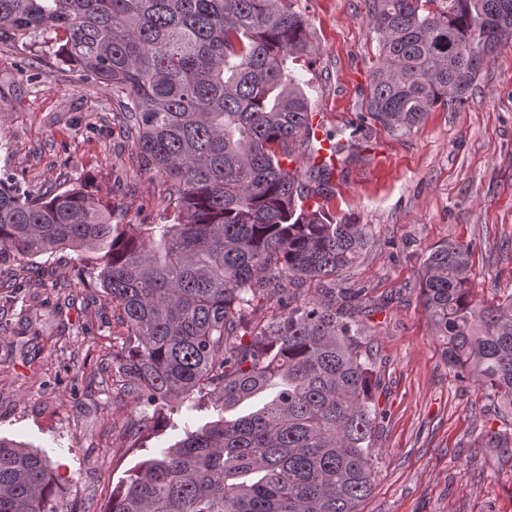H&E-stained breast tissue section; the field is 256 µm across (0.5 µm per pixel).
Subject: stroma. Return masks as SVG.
Returning <instances> with one entry per match:
<instances>
[{"mask_svg": "<svg viewBox=\"0 0 512 512\" xmlns=\"http://www.w3.org/2000/svg\"><path fill=\"white\" fill-rule=\"evenodd\" d=\"M315 32L312 63L295 65L325 128L358 121L378 56L365 0H301ZM21 49L0 44V174L32 194L84 182L130 224H158L167 187L136 162L111 92L73 65L46 57L22 67ZM325 206L374 227L375 241L343 284L365 290L369 365L379 414L376 476L362 512H512V460L487 433L500 409L478 382L458 381L427 322L418 283L429 250L448 240L471 246L477 297L512 293V38L484 67L455 111L436 108L402 136L373 131L338 165ZM65 250L0 265L37 320L20 307L0 315V436L41 449L59 476L65 505L102 512L139 459L129 424L142 406L112 388V352L123 328L112 305L78 278ZM77 294L66 319L58 302ZM213 409L158 420L147 448L177 442L184 426Z\"/></svg>", "mask_w": 512, "mask_h": 512, "instance_id": "1", "label": "stroma"}]
</instances>
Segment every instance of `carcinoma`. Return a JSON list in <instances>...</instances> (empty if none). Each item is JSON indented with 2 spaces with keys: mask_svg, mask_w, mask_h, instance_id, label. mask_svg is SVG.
Listing matches in <instances>:
<instances>
[{
  "mask_svg": "<svg viewBox=\"0 0 512 512\" xmlns=\"http://www.w3.org/2000/svg\"><path fill=\"white\" fill-rule=\"evenodd\" d=\"M378 59L359 123L328 130L349 161L365 125L395 136L469 100L512 36V0H368ZM299 0H0V43L53 49L127 109L147 171L172 181L169 224L112 223L74 185L34 197L0 178V264L70 249L125 330L116 389L154 411L219 416L139 461L105 512H360L376 454L363 288L342 273L373 226L306 206L336 167L317 162L310 100L290 64L313 52ZM301 151H296V148ZM472 248L430 251L419 283L448 369L502 407L490 439L512 458V293L471 286ZM153 427L134 424L131 447ZM45 454L0 438V512H61Z\"/></svg>",
  "mask_w": 512,
  "mask_h": 512,
  "instance_id": "1",
  "label": "carcinoma"
}]
</instances>
